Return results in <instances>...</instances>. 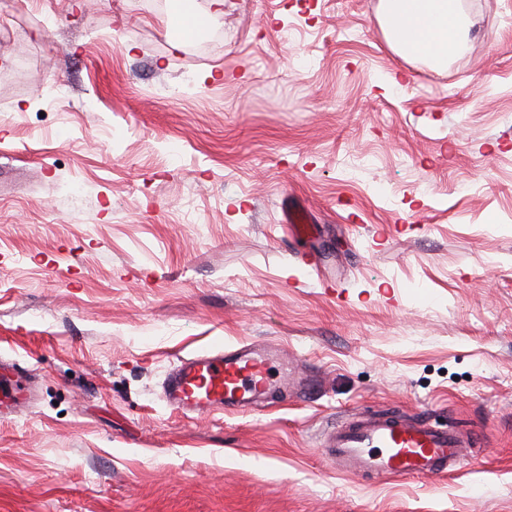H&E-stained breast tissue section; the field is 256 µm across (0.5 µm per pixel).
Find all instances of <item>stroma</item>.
<instances>
[{
	"instance_id": "obj_1",
	"label": "stroma",
	"mask_w": 512,
	"mask_h": 512,
	"mask_svg": "<svg viewBox=\"0 0 512 512\" xmlns=\"http://www.w3.org/2000/svg\"><path fill=\"white\" fill-rule=\"evenodd\" d=\"M195 7L190 40L175 0H0V512H512V0H460L443 67L380 0ZM252 340L314 389L168 406L177 357ZM386 411L478 444L439 479L322 454ZM282 224H289V227L298 234H310L313 226L310 223L308 209L306 207H292L288 204L282 206Z\"/></svg>"
}]
</instances>
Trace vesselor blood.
Segmentation results:
<instances>
[{
	"label": "vessel or blood",
	"mask_w": 512,
	"mask_h": 512,
	"mask_svg": "<svg viewBox=\"0 0 512 512\" xmlns=\"http://www.w3.org/2000/svg\"><path fill=\"white\" fill-rule=\"evenodd\" d=\"M282 215L296 233H312L307 208L286 205ZM272 360L268 349L248 342L180 357L166 381L167 402L185 417L248 407L272 396ZM468 446V438L454 426L436 427L424 419L382 413L338 426L322 451L343 472L362 477L432 478L453 473Z\"/></svg>",
	"instance_id": "1"
}]
</instances>
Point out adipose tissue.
Here are the masks:
<instances>
[{
	"label": "adipose tissue",
	"instance_id": "adipose-tissue-1",
	"mask_svg": "<svg viewBox=\"0 0 512 512\" xmlns=\"http://www.w3.org/2000/svg\"><path fill=\"white\" fill-rule=\"evenodd\" d=\"M382 22L393 51L406 59L447 64L466 35L457 0H382Z\"/></svg>",
	"mask_w": 512,
	"mask_h": 512
}]
</instances>
